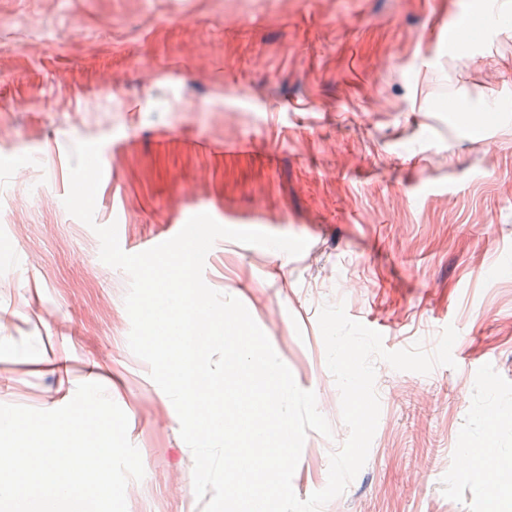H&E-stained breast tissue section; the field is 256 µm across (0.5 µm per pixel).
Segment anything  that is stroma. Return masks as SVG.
I'll use <instances>...</instances> for the list:
<instances>
[{"label": "stroma", "mask_w": 512, "mask_h": 512, "mask_svg": "<svg viewBox=\"0 0 512 512\" xmlns=\"http://www.w3.org/2000/svg\"><path fill=\"white\" fill-rule=\"evenodd\" d=\"M80 141L101 145L94 220L125 252L200 210L307 240L222 238L204 270L331 426L306 437L298 497L349 434L317 323L340 303L388 351L454 326L456 365L376 361L367 462L322 512H492L463 452L512 462L490 426L512 404V0H0V404L102 384L145 469L127 512H202L174 406L128 346L129 278L63 205ZM18 167L50 201L22 230Z\"/></svg>", "instance_id": "stroma-1"}]
</instances>
